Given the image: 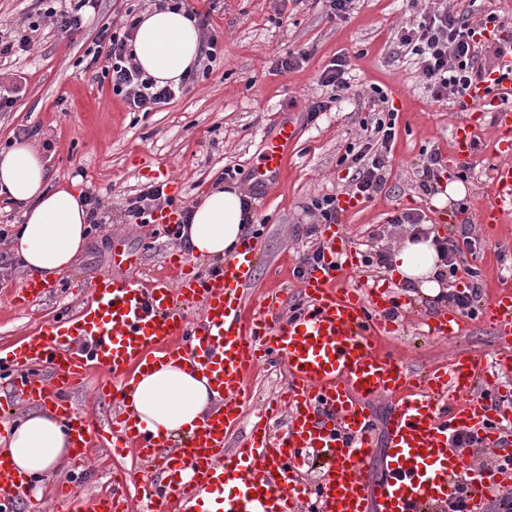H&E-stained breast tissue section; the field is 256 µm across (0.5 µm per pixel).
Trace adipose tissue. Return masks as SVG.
I'll return each mask as SVG.
<instances>
[{
    "mask_svg": "<svg viewBox=\"0 0 512 512\" xmlns=\"http://www.w3.org/2000/svg\"><path fill=\"white\" fill-rule=\"evenodd\" d=\"M137 63L158 85L178 83L196 63L200 35L181 11L152 9L143 14L131 46ZM42 157L24 140L0 150V194L21 204L23 223L13 251L30 275L52 280L71 271L87 243L88 208L81 191L48 187ZM242 193L234 186L211 191L181 227L194 256L228 259L243 239ZM397 278L414 282L427 296L441 292L437 278L443 263L434 237L407 240L393 256ZM212 401L207 381L184 362L158 364L139 375L125 397L131 413L154 432L173 438L189 435L203 421ZM70 453L59 419L44 410L29 413L11 429L0 455L33 481L61 466Z\"/></svg>",
    "mask_w": 512,
    "mask_h": 512,
    "instance_id": "obj_1",
    "label": "adipose tissue"
}]
</instances>
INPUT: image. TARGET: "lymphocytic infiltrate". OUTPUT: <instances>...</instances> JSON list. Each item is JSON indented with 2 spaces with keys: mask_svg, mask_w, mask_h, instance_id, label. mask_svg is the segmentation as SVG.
<instances>
[{
  "mask_svg": "<svg viewBox=\"0 0 512 512\" xmlns=\"http://www.w3.org/2000/svg\"><path fill=\"white\" fill-rule=\"evenodd\" d=\"M36 9L27 11L22 18L23 30L18 36L0 31V58H9L17 52L31 51L38 41L40 30L52 24L58 36L70 38L82 31L95 12L100 0H68L66 7H56V0H35ZM174 8L185 10L203 32L202 55L207 66L191 69L178 86L156 87L145 75L128 49L139 17H132L122 25L102 24L92 47L85 53L86 68H100L107 79L113 96L119 97L130 111L149 112L160 105L180 98L190 86L210 77L220 51L221 33L212 28L208 19L190 7L188 0H172ZM494 13L476 15L475 12H451L445 0H432L428 11L416 23L401 27L398 33L400 47L416 56L423 81L433 100L447 96L464 97L469 89L489 73L490 68L480 61L486 48L483 33L489 24L497 22ZM397 114L384 112L372 119L369 128L371 146L351 154L348 163L352 171L348 193L359 198H370L382 188L390 165L392 144L396 136ZM174 199L166 195L162 184L144 185L129 198L125 215L128 223L146 224L155 211L172 206Z\"/></svg>",
  "mask_w": 512,
  "mask_h": 512,
  "instance_id": "f902f5d3",
  "label": "lymphocytic infiltrate"
}]
</instances>
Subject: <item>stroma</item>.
<instances>
[{
    "instance_id": "35a3bbf8",
    "label": "stroma",
    "mask_w": 512,
    "mask_h": 512,
    "mask_svg": "<svg viewBox=\"0 0 512 512\" xmlns=\"http://www.w3.org/2000/svg\"><path fill=\"white\" fill-rule=\"evenodd\" d=\"M139 2L101 0L94 20L74 39L44 29L36 50L9 65L26 92L11 111L0 112V148L22 130H34L32 142L41 150L51 185L74 180L82 192H96L104 202L105 226L89 234L69 273L56 278L41 297L17 306L10 293L28 274L12 254L10 236L22 222L21 209L0 195V228L8 233L0 240V346L77 312L96 279L111 273L115 239H122L138 257L127 276L145 281L164 273L167 258L180 244L166 225L126 223L127 199L143 184L158 182L177 206L193 207L223 179L228 166L238 170L234 186L254 194V217L264 225L254 279L244 291L245 305L259 307L264 293L281 287L288 294V306L281 314L290 316L292 308L305 302L301 280L293 270L323 239L319 233L307 234L310 218L304 207L310 198L345 191L348 167L340 158L347 145L365 144L360 121L386 107L399 113L387 183L359 210L342 213L343 234L353 244L393 253L410 230L389 228V218L405 211L420 213L438 229L468 230L477 250L463 253L462 259L479 273L485 291L512 285V220L481 221L493 200L490 178L500 161L493 121L478 130V147L460 171L461 198L440 206L436 195L444 190L441 181H433L428 195L419 187V171L428 153L436 150L448 157L453 130L463 118L459 99H431L414 55L398 46V31L416 20L425 0H354L342 17L331 15L326 0H191L196 10L210 12L212 23L222 31L223 55L209 79L181 98L151 112H132L109 86L100 84L95 70L84 69L79 61L100 25L121 22ZM299 50L309 54L302 67L274 70L278 56ZM340 55L349 63L351 89L330 111L308 120L306 107L327 95L320 75ZM377 85L397 88L401 100L385 104L374 100L372 89ZM284 121L293 122L300 132L289 152L288 169L280 180L253 189L252 174L264 142ZM350 281L379 284L411 302V310L396 319L388 343L412 374L425 375L450 365L455 354L471 351L482 356L498 381L512 380V367L498 364L499 354L512 344L483 316L469 318L463 336L430 337L424 335V325L437 320L447 310V302L424 296L417 288H403L384 268L357 267ZM285 386L283 369L275 361L248 375L241 423L228 448L239 447L258 409ZM393 408L387 397L368 404L376 439L369 469L375 477L389 460L385 422ZM119 469L134 472L138 466L133 456L113 455L104 446L92 448L83 468L62 465L42 479L44 512H54L62 484H81L85 497L91 499L111 490L112 475Z\"/></svg>"
}]
</instances>
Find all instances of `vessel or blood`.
I'll use <instances>...</instances> for the list:
<instances>
[{
  "mask_svg": "<svg viewBox=\"0 0 512 512\" xmlns=\"http://www.w3.org/2000/svg\"><path fill=\"white\" fill-rule=\"evenodd\" d=\"M472 100L489 106L498 129L492 207L485 223L512 215V58L499 71L475 84ZM481 113L470 111L453 133L450 167L466 164L476 150L473 131ZM298 135L292 122L282 123L267 141L253 172L254 187L279 177L288 164V149ZM320 263L303 282L307 300L297 316L281 321L279 297L264 298L259 315L245 308L258 250L249 241L217 273L191 276L188 257L175 251L169 272L150 287L120 276L95 284L88 305L75 317L54 321L26 337L20 348L0 353V367L16 370L11 392L0 410L23 402L53 401L72 433L76 463H84L91 446L92 421L76 410L67 391L93 383L99 399L116 387L131 386L144 368L170 357L184 360L214 391V405L192 435L162 438L131 415L111 424L112 445L145 462H162L166 481L151 484L148 494L156 512H298L305 496L295 474L310 456L328 461L317 482L320 512H433L456 490L463 455L448 434L464 430L493 449L497 467L472 473L468 482L470 512H483L499 475L512 468V436L493 417L492 402L479 398L484 382L479 356L464 354L449 370H434L415 386L405 365L387 346L394 329L383 292L347 285V273L359 263L358 252L335 229L325 233ZM202 305L198 320L188 307ZM493 321L512 323V290L491 294L484 309ZM462 314L449 310L428 328L429 335H464ZM281 360L288 375V416L280 430L255 422L248 440L225 452L224 439L240 420L247 373L263 357ZM29 364L44 366L48 378L26 373ZM395 399L386 421L390 460L383 479H372L368 459L373 432L369 400ZM25 483L9 460L0 456V512H13ZM66 512H125L116 495L89 505L71 499Z\"/></svg>",
  "mask_w": 512,
  "mask_h": 512,
  "instance_id": "1",
  "label": "vessel or blood"
}]
</instances>
